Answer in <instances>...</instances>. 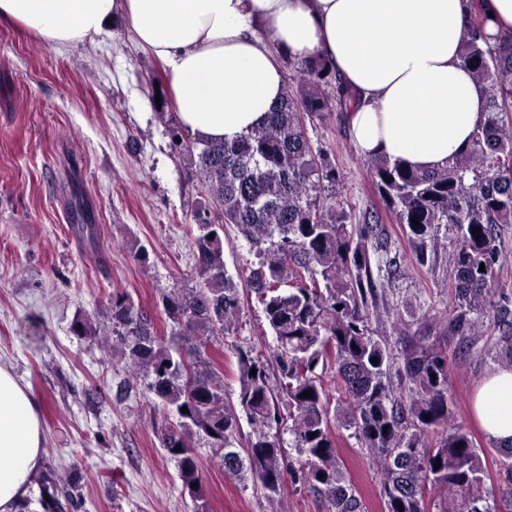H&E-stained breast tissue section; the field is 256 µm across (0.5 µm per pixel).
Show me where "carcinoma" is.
I'll return each instance as SVG.
<instances>
[{
    "label": "carcinoma",
    "instance_id": "carcinoma-1",
    "mask_svg": "<svg viewBox=\"0 0 512 512\" xmlns=\"http://www.w3.org/2000/svg\"><path fill=\"white\" fill-rule=\"evenodd\" d=\"M471 8V32L461 53L488 93V113L469 151L434 172L382 155H365L363 164L420 258L437 249L436 225L455 227L450 332L465 353L488 331L498 333L512 366V298L493 289L502 255L497 228L512 224V39L489 43L485 17L478 6ZM284 63V97L246 136L190 142L177 113L168 115L171 143L205 196L195 214L200 285L175 288L161 300L170 338L158 334L126 291L110 294L112 346L130 375L144 379L153 399L176 413V422L161 431V447L177 460L183 486L196 501L203 493L193 439L201 437L224 450V472L250 476L272 504L281 501L288 476L320 496L327 512H365L336 454L335 430L345 429L372 456L384 512H428V488L438 493L437 512H512V444L498 446L500 496L491 500L486 466L448 408L445 351L416 341L397 354L386 339L374 337L371 322L382 318L385 288L372 279L369 248L383 215L376 211L357 220L336 191L344 175L334 153L308 136L314 122L349 112L351 92L320 56ZM228 223L256 249L258 267L247 286L276 341L268 362L239 352L235 403L227 399L224 376L198 348L237 327L242 315L238 284L224 263ZM398 363L406 384L396 388L389 370ZM329 368L338 392L334 405L323 381ZM304 392L310 396L300 397ZM242 415L251 428L244 440ZM284 424L303 458L296 468L286 462L274 432ZM436 427L442 439L429 448L424 436ZM38 485L43 512H61L59 495L72 496L52 468Z\"/></svg>",
    "mask_w": 512,
    "mask_h": 512
}]
</instances>
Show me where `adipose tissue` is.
<instances>
[{"instance_id": "1", "label": "adipose tissue", "mask_w": 512, "mask_h": 512, "mask_svg": "<svg viewBox=\"0 0 512 512\" xmlns=\"http://www.w3.org/2000/svg\"><path fill=\"white\" fill-rule=\"evenodd\" d=\"M123 16L166 67L183 126L208 141L247 134L279 104L283 59L330 60L357 103L350 139L418 169L466 153L488 96L461 58L469 0H0V22L62 48L95 40ZM473 412L512 441V367L480 383ZM44 453L29 387L0 364V512H16Z\"/></svg>"}]
</instances>
